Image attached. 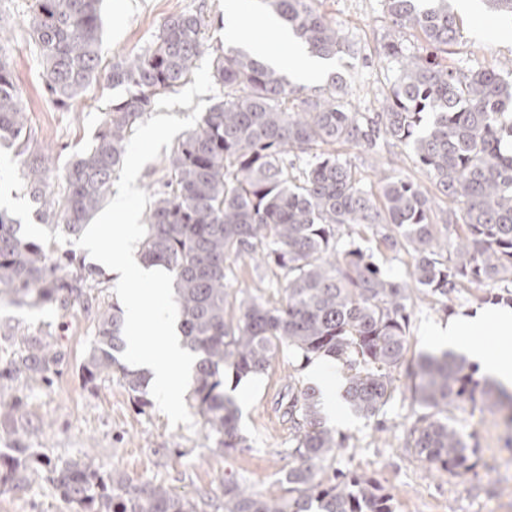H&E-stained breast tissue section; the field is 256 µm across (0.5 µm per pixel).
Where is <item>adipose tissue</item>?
<instances>
[{
	"mask_svg": "<svg viewBox=\"0 0 512 512\" xmlns=\"http://www.w3.org/2000/svg\"><path fill=\"white\" fill-rule=\"evenodd\" d=\"M246 0H226L224 31L238 45L248 48L263 61L292 74L298 81L312 83L321 80L326 71L324 60L299 49L287 28L277 30L275 40L259 35L252 26L243 25L240 15ZM480 344H472V337ZM429 344L464 353L478 363L485 374L504 387L512 388V305L489 304L483 308L456 316L434 327ZM310 378L321 392V411L329 423L342 421V379L335 368L314 362Z\"/></svg>",
	"mask_w": 512,
	"mask_h": 512,
	"instance_id": "adipose-tissue-1",
	"label": "adipose tissue"
}]
</instances>
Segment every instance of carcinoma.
Wrapping results in <instances>:
<instances>
[{
    "label": "carcinoma",
    "mask_w": 512,
    "mask_h": 512,
    "mask_svg": "<svg viewBox=\"0 0 512 512\" xmlns=\"http://www.w3.org/2000/svg\"><path fill=\"white\" fill-rule=\"evenodd\" d=\"M512 19V0H483ZM324 60L357 59L359 47L316 7V0H261ZM100 0H31L28 25L39 49L45 90L69 106L101 75ZM392 33L381 46L397 76L381 111L360 112L347 78L330 74L318 86L292 83L280 70L235 47L212 60L222 99L203 113L168 157L163 189L153 194L140 257L173 276L183 344L195 356L193 400L219 448H243L239 410L224 392L235 378L260 374L283 350L302 363L327 357L346 372L345 400L362 417H378L395 399L399 374L425 413L410 430L420 462L451 474L470 472L478 444L454 425L463 403L494 407L505 395L494 382L446 351L407 360L411 288L383 271L341 228L364 226L392 252L414 257V287L448 307L464 288L512 302V79L494 69H461L438 61L460 36L448 0H384ZM204 18L167 17L145 51L112 63V99L92 145L50 183L48 158L27 137L28 115L0 40V146L28 155L26 189L35 217L55 234L78 238L101 208L123 163L133 126L156 96L180 86L203 53ZM414 28L428 56L404 53L397 33ZM389 140L411 148L421 170L452 204L455 237L433 223L431 199L409 177L373 187L336 145L376 153ZM261 258L283 296L228 291L239 259ZM101 273L73 251L53 260L46 243L0 210V293L19 305L67 311L89 307ZM124 315H97L82 364L88 380L119 375L135 402L148 404L147 377L123 362ZM57 354L37 340L0 370L10 381L44 378ZM288 495L262 498L224 486V512H394L367 479L342 471L324 482L319 471L344 439L322 425L317 394L288 383ZM47 474L77 512H201L200 504L161 485H130L93 459L61 464L35 448L0 453V484L20 488Z\"/></svg>",
    "instance_id": "carcinoma-1"
}]
</instances>
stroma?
Instances as JSON below:
<instances>
[{
  "instance_id": "35a3bbf8",
  "label": "stroma",
  "mask_w": 512,
  "mask_h": 512,
  "mask_svg": "<svg viewBox=\"0 0 512 512\" xmlns=\"http://www.w3.org/2000/svg\"><path fill=\"white\" fill-rule=\"evenodd\" d=\"M225 0H102L100 56L103 67L120 57H131L150 47L164 20L175 13H200L204 52L188 79L173 91L156 97L152 115L189 117L199 103H213L223 89L211 73V61L228 42L224 37ZM29 0H0V31L9 39L11 69L27 108L30 132L50 161L52 185L61 190L62 174L74 155L88 147L100 129L112 102V87L103 80L92 82L69 109L48 98L42 80L39 51L27 25ZM344 33L358 43L363 61L347 68L332 62V71L350 74L352 100L375 109L395 76V65L379 55L384 37L392 29L384 0H317ZM461 36L447 58L448 65L512 71V36L485 10L462 14ZM339 154L350 158L360 177L377 181L383 175H401L420 184L428 179L416 167L408 148L387 145L373 155L342 146ZM24 159L14 149L0 150V208L42 237L34 207L26 194ZM115 280L102 274L91 309L77 306L66 311L51 307L16 305L0 294V324L19 326L40 338L60 356L48 378L9 383L6 396L18 397L17 413H0V449L16 442L39 449L57 462L95 458L104 470L123 474L134 485L152 482L207 504L205 512H224V486L233 482L248 492L277 497L288 492L285 475L288 459V425L279 401L293 372L287 353L273 359L261 374L260 384L249 399L239 401L245 447L232 452L217 448L201 418L192 426L170 427L156 404L137 407L122 381L101 376L88 381L81 365L90 347L96 311L116 304ZM410 306L409 358L428 351L427 332L449 316L480 308L475 291H461L442 306L422 292H414ZM418 406L409 391H402L389 408L383 430L374 421L353 415L338 426L345 446L336 456V467L371 480L382 493L391 495L395 512H512V428L503 412L465 406L455 410L465 432L475 434L480 445L476 466L458 477L430 470L406 443ZM0 512H74L43 478L29 486H0Z\"/></svg>"
}]
</instances>
